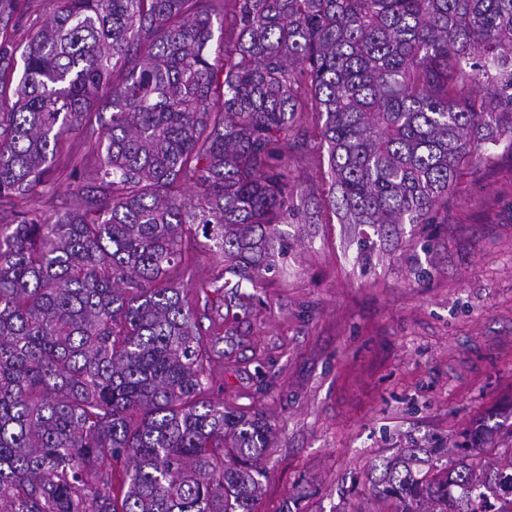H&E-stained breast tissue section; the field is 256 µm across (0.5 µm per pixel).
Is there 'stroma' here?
<instances>
[{
  "label": "stroma",
  "instance_id": "35a3bbf8",
  "mask_svg": "<svg viewBox=\"0 0 512 512\" xmlns=\"http://www.w3.org/2000/svg\"><path fill=\"white\" fill-rule=\"evenodd\" d=\"M306 131L288 151L302 212L280 225L284 253L250 305L211 294L224 260L202 242L169 278L215 342L214 399L276 427L257 512H379L373 468L402 449L512 436V152L461 171L447 219L381 234L321 211L315 118ZM101 134L95 122L64 134L51 198L22 208L79 207L78 168Z\"/></svg>",
  "mask_w": 512,
  "mask_h": 512
}]
</instances>
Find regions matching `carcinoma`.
<instances>
[{"mask_svg": "<svg viewBox=\"0 0 512 512\" xmlns=\"http://www.w3.org/2000/svg\"><path fill=\"white\" fill-rule=\"evenodd\" d=\"M45 2L0 37V512H255L274 424L211 397L166 282L185 233L237 278L215 293L257 287L307 112L343 223L434 221L461 163L512 151V0H232L227 50L212 0ZM109 90L81 205L15 209ZM424 453L372 484L391 512H512V444ZM24 4L27 7V17H24L20 22L19 26L12 27L13 21L9 24L8 30L13 35L14 39L19 43H23L27 40L28 36L31 33V30L28 28V23L25 22L28 18V15H31V18H35L38 15H41L45 12V6L42 0H23Z\"/></svg>", "mask_w": 512, "mask_h": 512, "instance_id": "cac0c4a2", "label": "carcinoma"}]
</instances>
